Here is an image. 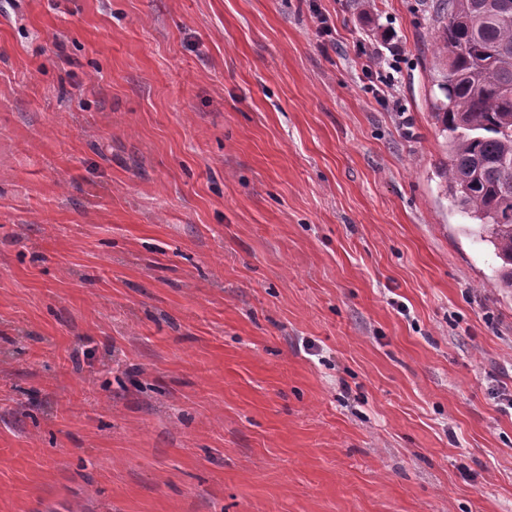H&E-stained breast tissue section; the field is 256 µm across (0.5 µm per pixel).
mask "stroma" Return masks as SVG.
I'll return each instance as SVG.
<instances>
[{
    "label": "stroma",
    "mask_w": 512,
    "mask_h": 512,
    "mask_svg": "<svg viewBox=\"0 0 512 512\" xmlns=\"http://www.w3.org/2000/svg\"><path fill=\"white\" fill-rule=\"evenodd\" d=\"M436 29L0 0V512H512V290L444 193Z\"/></svg>",
    "instance_id": "1"
}]
</instances>
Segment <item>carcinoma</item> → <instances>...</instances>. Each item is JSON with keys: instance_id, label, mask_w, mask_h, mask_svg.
<instances>
[{"instance_id": "obj_1", "label": "carcinoma", "mask_w": 512, "mask_h": 512, "mask_svg": "<svg viewBox=\"0 0 512 512\" xmlns=\"http://www.w3.org/2000/svg\"><path fill=\"white\" fill-rule=\"evenodd\" d=\"M436 52L448 58L433 117L448 133L452 205L481 225L512 288V0H434Z\"/></svg>"}]
</instances>
